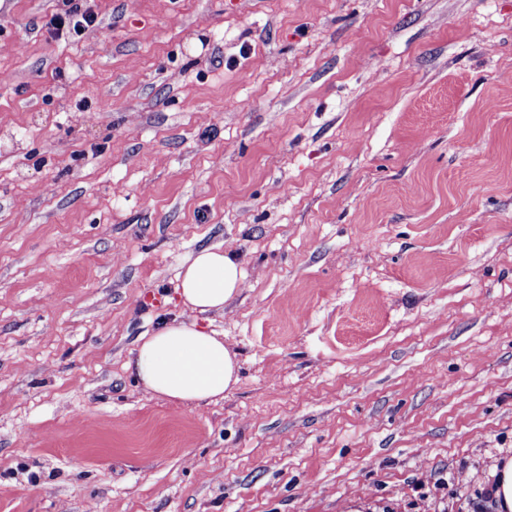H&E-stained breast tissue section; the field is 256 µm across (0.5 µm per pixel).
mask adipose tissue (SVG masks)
<instances>
[{
	"label": "adipose tissue",
	"instance_id": "ef3b65f1",
	"mask_svg": "<svg viewBox=\"0 0 512 512\" xmlns=\"http://www.w3.org/2000/svg\"><path fill=\"white\" fill-rule=\"evenodd\" d=\"M242 270L222 247L205 248L184 266L177 288L185 308L223 309L240 290ZM133 369L151 394L174 403L223 397L238 382V361L222 338L196 321L174 320L139 345Z\"/></svg>",
	"mask_w": 512,
	"mask_h": 512
}]
</instances>
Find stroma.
Listing matches in <instances>:
<instances>
[{
    "mask_svg": "<svg viewBox=\"0 0 512 512\" xmlns=\"http://www.w3.org/2000/svg\"><path fill=\"white\" fill-rule=\"evenodd\" d=\"M0 0V512H473L512 457V0ZM494 110H487V102ZM233 254L199 317L184 262ZM222 399L130 367L162 321ZM95 22V15L90 7L81 11L76 6L74 9H69L52 16L49 21L50 27L57 34H63L65 31L68 34H80L82 30L92 25ZM242 270L222 247L196 253L180 274L178 295L185 308L203 314L222 310L240 290ZM130 366L148 393L181 404L223 398L239 380L236 355L196 320L164 323Z\"/></svg>",
    "mask_w": 512,
    "mask_h": 512,
    "instance_id": "obj_1",
    "label": "stroma"
}]
</instances>
